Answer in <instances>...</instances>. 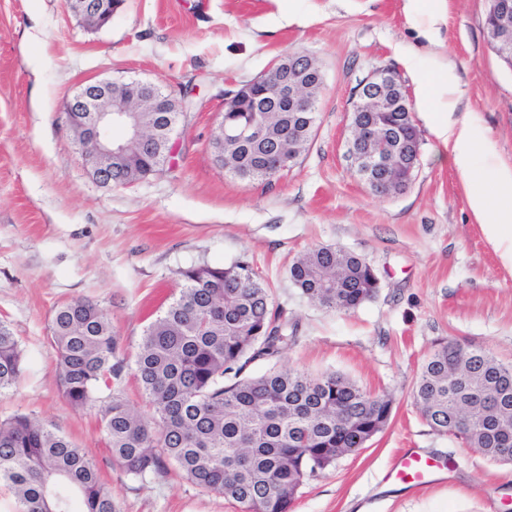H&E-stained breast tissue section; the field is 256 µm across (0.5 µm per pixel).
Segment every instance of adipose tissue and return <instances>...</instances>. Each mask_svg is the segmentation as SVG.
I'll return each mask as SVG.
<instances>
[{"label": "adipose tissue", "instance_id": "ef3b65f1", "mask_svg": "<svg viewBox=\"0 0 512 512\" xmlns=\"http://www.w3.org/2000/svg\"><path fill=\"white\" fill-rule=\"evenodd\" d=\"M421 91L424 101L440 103L432 118L433 131L459 174L467 181L481 180V188L469 195L470 208L502 266L512 272V167L484 174L479 157L491 155L494 146L475 119L456 118L463 97L457 81L440 77L422 85Z\"/></svg>", "mask_w": 512, "mask_h": 512}]
</instances>
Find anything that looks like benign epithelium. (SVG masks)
<instances>
[{"mask_svg":"<svg viewBox=\"0 0 512 512\" xmlns=\"http://www.w3.org/2000/svg\"><path fill=\"white\" fill-rule=\"evenodd\" d=\"M487 17L495 23L491 50L512 68V0H488ZM71 11L88 26L100 28L111 19L112 0H67ZM324 83L319 61L306 52L284 53L274 58L267 71L256 79L224 93V111L253 112L249 121L221 120V145L216 156L224 162L228 141L245 144L268 137L265 116L269 112H293L306 122L305 135L314 132V111L308 90ZM412 107L403 84L393 75L372 70L360 84L352 104L358 120L350 124L346 155L357 168L360 181L379 193L395 183L411 185L420 158L416 128L402 133L396 127L384 130L380 118ZM191 108L185 97L149 81L117 83L97 80L81 85L66 101L70 123L82 133L81 155L92 176L112 184V173L125 170L127 154L147 149L158 166L173 154L172 135L178 116ZM300 138L288 139V148L276 146L275 168L285 170L301 154Z\"/></svg>","mask_w":512,"mask_h":512,"instance_id":"benign-epithelium-1","label":"benign epithelium"}]
</instances>
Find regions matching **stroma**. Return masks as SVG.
<instances>
[{
  "label": "stroma",
  "mask_w": 512,
  "mask_h": 512,
  "mask_svg": "<svg viewBox=\"0 0 512 512\" xmlns=\"http://www.w3.org/2000/svg\"><path fill=\"white\" fill-rule=\"evenodd\" d=\"M125 0L91 28L64 0H0V319L23 372L0 394V418L35 417L84 448L117 512H237L174 464L141 483L112 461L96 409L63 397L50 339L59 304L87 299L108 315L126 354L178 294L180 273L248 259L297 336L281 364L337 372L393 400L388 425L299 490L294 512H512V464L487 461L433 431L413 388L425 355L459 339L512 363V273L486 242L468 187L435 138L418 88L451 70L460 113L481 124L494 161L512 167V68L490 49L486 0ZM316 57L325 81L316 133L273 181L233 177L211 142L232 84L288 51ZM394 67L421 140L415 178L380 199L346 156L354 94ZM150 80L187 91L170 164L125 186L97 182L63 107L82 84ZM362 255L376 298L348 312L310 303L289 267L312 246ZM419 448L456 463L430 484L386 481L396 454Z\"/></svg>",
  "instance_id": "obj_1"
}]
</instances>
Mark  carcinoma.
Segmentation results:
<instances>
[{"label": "carcinoma", "mask_w": 512, "mask_h": 512, "mask_svg": "<svg viewBox=\"0 0 512 512\" xmlns=\"http://www.w3.org/2000/svg\"><path fill=\"white\" fill-rule=\"evenodd\" d=\"M227 159L243 180H265L260 167L272 163L264 142ZM155 164L143 152L129 169ZM289 276L329 311L355 309L378 293L374 268L332 246L306 249ZM181 277L178 296L148 324L130 360L102 308L80 299L58 305L50 333L62 393L74 408L98 407L113 463L132 479L145 482L173 462L187 481L224 495L240 512H292L306 480L385 427L392 402L335 373L278 366L295 336L249 260L198 265ZM258 361L269 367L254 374ZM130 366L148 416L124 397ZM21 373L19 341L0 322V394ZM493 389L507 398L498 416L512 427V364L450 340L422 361L413 399L432 430L511 464L512 432L492 433L479 408L460 415L466 397ZM0 483L12 490L17 512H116L112 490L83 449L28 415L0 420Z\"/></svg>", "instance_id": "obj_1"}]
</instances>
